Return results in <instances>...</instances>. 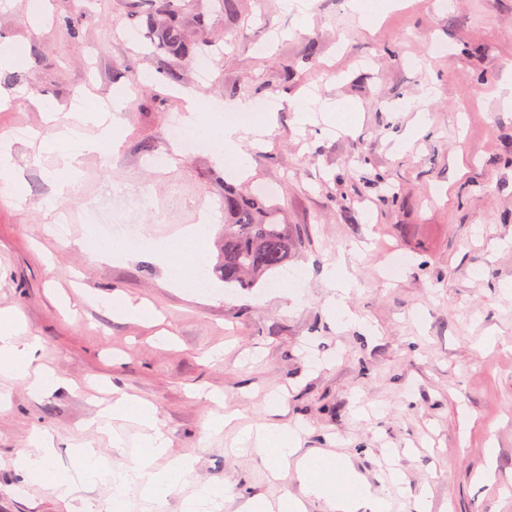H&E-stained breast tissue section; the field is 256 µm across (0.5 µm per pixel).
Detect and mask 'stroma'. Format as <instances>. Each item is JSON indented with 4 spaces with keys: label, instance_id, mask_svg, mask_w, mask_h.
<instances>
[{
    "label": "stroma",
    "instance_id": "1",
    "mask_svg": "<svg viewBox=\"0 0 512 512\" xmlns=\"http://www.w3.org/2000/svg\"><path fill=\"white\" fill-rule=\"evenodd\" d=\"M345 2L313 0L305 21L282 0H241L228 21L200 0L187 17L194 36L224 40L201 85L194 68L143 48L126 0H49L38 23L27 0H0V39L31 46L29 65L0 72L12 98L0 136L12 137L24 180L21 199L0 202V309L18 314L22 340L38 338L33 365L56 378L35 391L0 376V512H67L16 464L36 434L52 437L53 472L73 470L81 444L111 467L131 463L112 435L136 441L137 425L99 427L116 391L151 404L173 452L195 461L160 512H184L200 484L222 488L221 512L281 498L335 512L297 472L279 479L255 452H236L240 428L257 423L300 426V454L336 456L370 488H390L394 512H416L418 492L428 512H512V0H405L368 30ZM436 44L445 53L431 54ZM118 84L132 90L120 152L84 157L78 193L52 199L56 157L25 136L51 132L32 98L80 106ZM299 94L305 124L289 103ZM229 99L273 113L242 176L166 137L171 116L208 121ZM334 100L353 111L349 131L322 109ZM422 107L430 124L417 136ZM228 183L270 189L307 230L285 266L299 280L243 290L210 273L206 287L171 286L182 247L169 231L213 212L205 249L217 260ZM116 204L149 243L101 261L84 216ZM343 278L354 286L341 313ZM116 296L153 318L115 316ZM215 393L237 416L219 433ZM395 468L408 493L391 489ZM123 500L87 483L74 506L143 512L135 488Z\"/></svg>",
    "mask_w": 512,
    "mask_h": 512
}]
</instances>
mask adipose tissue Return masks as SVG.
Here are the masks:
<instances>
[{"instance_id":"adipose-tissue-1","label":"adipose tissue","mask_w":512,"mask_h":512,"mask_svg":"<svg viewBox=\"0 0 512 512\" xmlns=\"http://www.w3.org/2000/svg\"><path fill=\"white\" fill-rule=\"evenodd\" d=\"M129 97L126 86L113 87L110 98L111 110L105 112H76L71 124L62 126L53 135L54 142L64 144L61 163L52 176L57 194L73 190L78 180V164L87 153L105 155L118 152L122 141V126L118 117ZM248 100L228 101L224 104V115L202 123L195 116H187L184 130L186 142L205 147L212 157L226 167L237 171L246 170L250 158L244 145L252 136H266L272 131L269 118L245 125L236 121L239 113L252 111ZM94 123L98 134L84 138L79 128L85 123ZM32 346L19 342L17 319L12 310H0V375L9 374L24 377L32 363ZM106 415H129L137 418L145 432L140 439L139 451L129 465L111 468L96 452L83 450L79 457L75 475H49L47 461L42 456H22L21 468L33 476L48 479L59 500L71 503L79 484L85 482H112L116 488L136 485L154 501L166 496L187 482L193 472L190 460L178 459L163 471L155 470L154 460L165 454L168 442L158 426L154 408L120 396L105 410ZM243 448H256L263 452L278 475H287L290 468H297L307 482L309 496L332 502L338 512H387L386 499L373 494L369 488L344 463L330 455L299 456L295 445L294 431L278 425L260 426L257 430L246 431L242 437Z\"/></svg>"}]
</instances>
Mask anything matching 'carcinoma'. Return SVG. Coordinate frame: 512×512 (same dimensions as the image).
<instances>
[{
  "label": "carcinoma",
  "instance_id": "cac0c4a2",
  "mask_svg": "<svg viewBox=\"0 0 512 512\" xmlns=\"http://www.w3.org/2000/svg\"><path fill=\"white\" fill-rule=\"evenodd\" d=\"M195 0H152L145 14L146 34L154 52L192 63L215 51L207 41L192 38L186 16ZM304 233L286 223L269 197L224 186V240L214 271L232 288L250 289L288 262L303 247Z\"/></svg>",
  "mask_w": 512,
  "mask_h": 512
}]
</instances>
